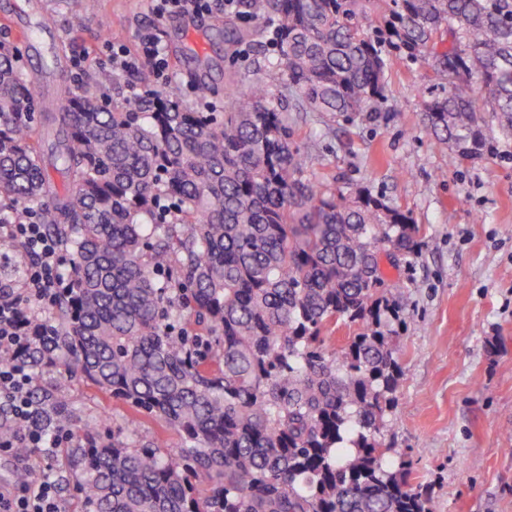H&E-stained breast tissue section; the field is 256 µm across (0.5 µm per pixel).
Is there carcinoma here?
Returning <instances> with one entry per match:
<instances>
[{
  "mask_svg": "<svg viewBox=\"0 0 512 512\" xmlns=\"http://www.w3.org/2000/svg\"><path fill=\"white\" fill-rule=\"evenodd\" d=\"M238 14L266 34L298 112L379 111L405 55L445 88L423 112L449 164L512 138V0H239ZM232 25L210 19L249 39ZM110 82L99 72L66 90L47 144L34 86L0 41V217L39 211L69 252L28 354L34 372L57 373L36 403L71 428L77 372L135 412L110 438L97 421L72 432L84 512H436L383 434L411 295L387 284L379 253L418 254L411 215L308 175L312 155L259 77L225 112L174 91L114 112L98 92ZM51 168L68 177L60 193ZM338 323L356 327L340 351L323 336Z\"/></svg>",
  "mask_w": 512,
  "mask_h": 512,
  "instance_id": "carcinoma-1",
  "label": "carcinoma"
}]
</instances>
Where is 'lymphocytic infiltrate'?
Masks as SVG:
<instances>
[{
    "label": "lymphocytic infiltrate",
    "instance_id": "1",
    "mask_svg": "<svg viewBox=\"0 0 512 512\" xmlns=\"http://www.w3.org/2000/svg\"><path fill=\"white\" fill-rule=\"evenodd\" d=\"M237 0H149L156 19L211 15L234 11ZM111 71L134 73L150 67L157 76L171 74L168 52L155 28L138 34L136 52L108 44ZM0 238L19 244L17 262L21 275L16 280L0 279V405L7 407L17 427L8 438L0 436V452L22 446L33 457L51 454L71 441L64 427L43 424L32 393L33 372L24 354L39 333L41 307L53 305L65 285L60 240L48 235L38 214L23 224H0ZM0 512H62L58 479L52 469L39 468L34 478L0 493Z\"/></svg>",
    "mask_w": 512,
    "mask_h": 512
}]
</instances>
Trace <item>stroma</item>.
I'll use <instances>...</instances> for the list:
<instances>
[{
	"instance_id": "35a3bbf8",
	"label": "stroma",
	"mask_w": 512,
	"mask_h": 512,
	"mask_svg": "<svg viewBox=\"0 0 512 512\" xmlns=\"http://www.w3.org/2000/svg\"><path fill=\"white\" fill-rule=\"evenodd\" d=\"M25 2L0 0V40L18 46L28 71L61 59L54 86L76 84L74 60H84L89 74L105 67L108 31L133 50L140 29L152 25L170 56L172 87L191 105L228 109L233 84L268 68L269 52L228 45L204 17L156 22L144 0H97L79 29L72 19L84 0H41L53 34L37 55L6 21ZM103 18L108 27H100ZM201 58L212 66L204 95L189 78ZM438 93L424 60L400 59L380 112L334 119L295 111L289 98L283 106L296 145L313 156L314 177L346 191L366 189L420 227L418 257L385 269L412 298L386 440L410 461L413 479L431 485L437 512H512V140L500 142V156L449 165L447 145L428 133L421 112L422 100ZM68 397L79 427L95 419L108 434L130 414L76 374Z\"/></svg>"
}]
</instances>
